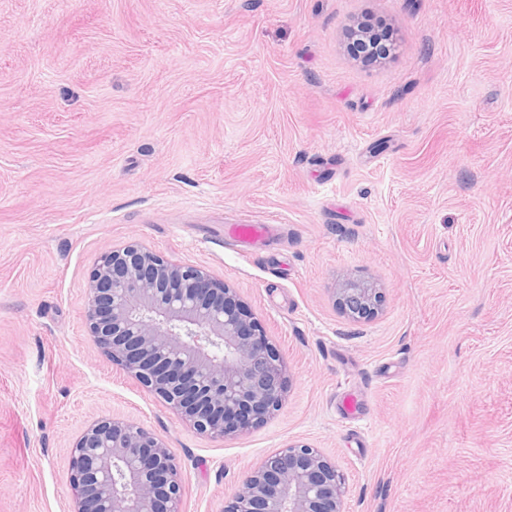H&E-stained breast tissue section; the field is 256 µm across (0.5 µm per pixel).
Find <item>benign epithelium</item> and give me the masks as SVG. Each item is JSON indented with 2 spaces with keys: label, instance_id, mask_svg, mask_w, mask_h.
Here are the masks:
<instances>
[{
  "label": "benign epithelium",
  "instance_id": "1",
  "mask_svg": "<svg viewBox=\"0 0 512 512\" xmlns=\"http://www.w3.org/2000/svg\"><path fill=\"white\" fill-rule=\"evenodd\" d=\"M345 314L378 311L381 289L345 280ZM87 335L159 397L177 421L224 440L267 421L287 386L285 361L251 310L206 268L140 242L108 248L87 283ZM70 512H182L178 466L139 423L98 417L71 448ZM344 479L318 449L289 444L247 470L224 512H345Z\"/></svg>",
  "mask_w": 512,
  "mask_h": 512
}]
</instances>
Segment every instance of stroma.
<instances>
[{"instance_id": "35a3bbf8", "label": "stroma", "mask_w": 512, "mask_h": 512, "mask_svg": "<svg viewBox=\"0 0 512 512\" xmlns=\"http://www.w3.org/2000/svg\"><path fill=\"white\" fill-rule=\"evenodd\" d=\"M363 19L383 62L347 53ZM133 240L261 323L288 373L265 423L187 429L92 342L89 273ZM346 278L378 316L342 312ZM102 416L167 442L183 512L291 443L346 512H512V0H0V512H67ZM271 228L272 224H235L228 237L237 246L249 250L257 241L266 236ZM339 303L345 314L353 319H364L378 311L381 288L373 283L345 280L337 288Z\"/></svg>"}]
</instances>
